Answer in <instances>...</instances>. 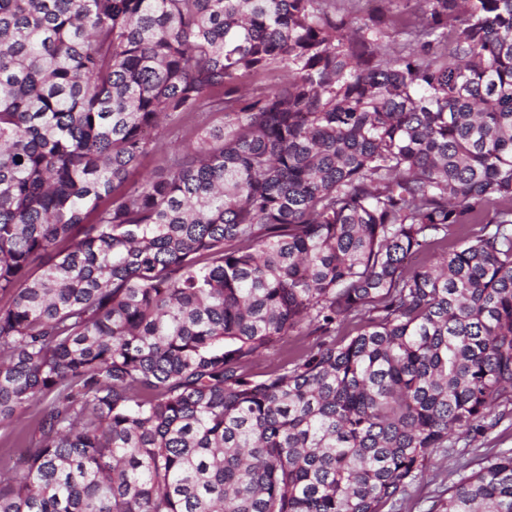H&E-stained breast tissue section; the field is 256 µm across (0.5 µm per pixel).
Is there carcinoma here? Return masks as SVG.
<instances>
[{"mask_svg": "<svg viewBox=\"0 0 512 512\" xmlns=\"http://www.w3.org/2000/svg\"><path fill=\"white\" fill-rule=\"evenodd\" d=\"M327 2L0 0V512H384L512 404V0ZM336 13L345 14L354 20H361L367 15L368 8L383 7L388 15H401L406 11L421 12L425 8L423 1L418 0H381L366 6L358 0H335ZM383 1V2H382ZM316 341V336H289L280 343L277 349L268 356H263L252 366L251 371L255 374H263L272 369L280 361L296 356L300 352L311 347ZM22 428H17L12 434L1 435L0 432V461L8 464L17 457L19 450L25 447L24 434L20 433Z\"/></svg>", "mask_w": 512, "mask_h": 512, "instance_id": "obj_1", "label": "carcinoma"}]
</instances>
